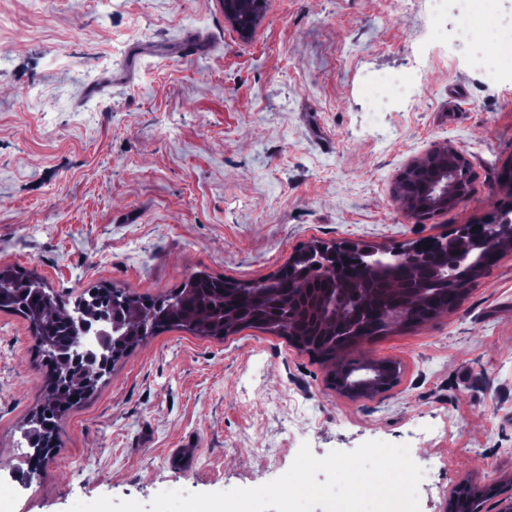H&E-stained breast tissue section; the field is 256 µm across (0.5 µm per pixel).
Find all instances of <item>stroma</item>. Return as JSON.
I'll use <instances>...</instances> for the list:
<instances>
[{
	"instance_id": "1",
	"label": "stroma",
	"mask_w": 512,
	"mask_h": 512,
	"mask_svg": "<svg viewBox=\"0 0 512 512\" xmlns=\"http://www.w3.org/2000/svg\"><path fill=\"white\" fill-rule=\"evenodd\" d=\"M464 12L512 52V0L490 28L481 0H416L403 16L389 0H267L246 39L220 0H0V268L62 294L155 298L199 271L268 278L313 240L388 249L495 214L512 203V68L474 66ZM381 74L416 77L414 111H375ZM441 146L470 162L472 192L420 222L396 181ZM343 356L396 364L398 378L342 395L331 364L285 337L163 330L59 420L58 450L30 480L20 427L44 362L28 321L0 311L11 512L257 487L302 444L323 457L370 440L408 445L420 512H445L463 482L498 488L482 512H499L512 496V250L455 310ZM294 399L312 430L294 428ZM187 443L188 469L172 458Z\"/></svg>"
}]
</instances>
